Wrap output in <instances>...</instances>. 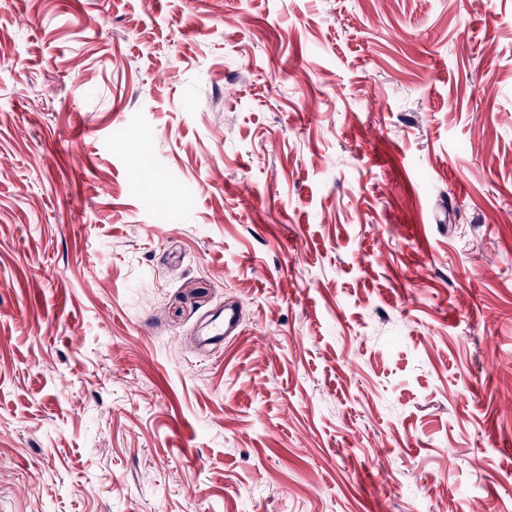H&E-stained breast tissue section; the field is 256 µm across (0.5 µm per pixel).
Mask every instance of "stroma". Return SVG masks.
Listing matches in <instances>:
<instances>
[{"instance_id": "stroma-1", "label": "stroma", "mask_w": 512, "mask_h": 512, "mask_svg": "<svg viewBox=\"0 0 512 512\" xmlns=\"http://www.w3.org/2000/svg\"><path fill=\"white\" fill-rule=\"evenodd\" d=\"M0 53V512H512V0H0ZM241 318L237 306L228 304L224 308V318L216 324L212 335L214 338L236 336L240 331Z\"/></svg>"}]
</instances>
